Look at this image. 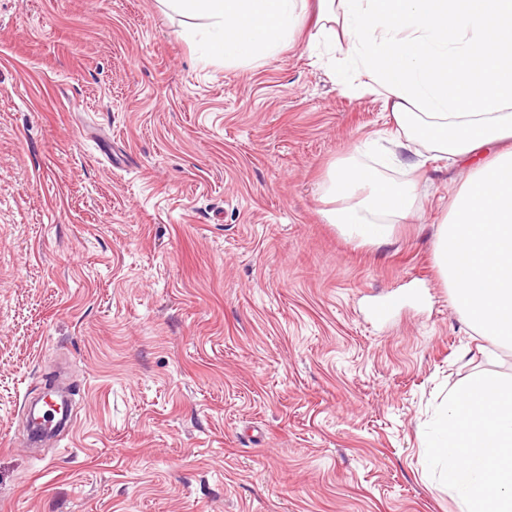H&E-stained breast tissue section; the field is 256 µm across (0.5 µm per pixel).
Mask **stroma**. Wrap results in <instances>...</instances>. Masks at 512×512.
<instances>
[{
    "mask_svg": "<svg viewBox=\"0 0 512 512\" xmlns=\"http://www.w3.org/2000/svg\"><path fill=\"white\" fill-rule=\"evenodd\" d=\"M199 25L0 0V512H460L433 414L512 380L435 262L466 164L429 161L416 216L357 246L321 186L392 129L384 96L308 31L236 65ZM61 370L64 447L13 444Z\"/></svg>",
    "mask_w": 512,
    "mask_h": 512,
    "instance_id": "1",
    "label": "stroma"
}]
</instances>
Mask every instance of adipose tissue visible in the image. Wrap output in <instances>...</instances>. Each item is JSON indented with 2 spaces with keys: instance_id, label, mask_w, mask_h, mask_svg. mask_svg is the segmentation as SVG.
<instances>
[{
  "instance_id": "adipose-tissue-1",
  "label": "adipose tissue",
  "mask_w": 512,
  "mask_h": 512,
  "mask_svg": "<svg viewBox=\"0 0 512 512\" xmlns=\"http://www.w3.org/2000/svg\"><path fill=\"white\" fill-rule=\"evenodd\" d=\"M202 20L208 55L249 64L276 56L306 0H167ZM311 41L347 47L391 107L378 166L361 148L328 173L326 223L361 244L414 214L416 184L389 178L431 159L468 160L435 244L439 271L470 326L512 347V0H319ZM431 454L461 512H512V382L482 375L449 392Z\"/></svg>"
}]
</instances>
